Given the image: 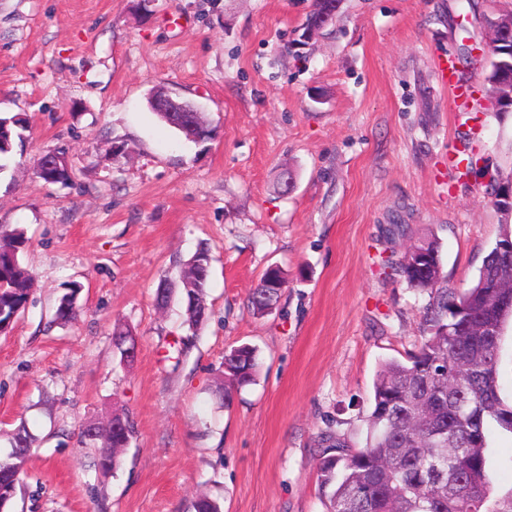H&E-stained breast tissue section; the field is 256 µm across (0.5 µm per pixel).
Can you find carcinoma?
Masks as SVG:
<instances>
[{
	"mask_svg": "<svg viewBox=\"0 0 512 512\" xmlns=\"http://www.w3.org/2000/svg\"><path fill=\"white\" fill-rule=\"evenodd\" d=\"M340 0H313L304 26L317 31L333 19ZM501 42L492 54L485 80L500 84L496 115L512 112V30L496 29ZM177 131L194 141L208 123L202 112L181 114ZM27 118L0 117V173L9 169L16 148L23 146ZM35 173L50 183H65V163L38 160ZM505 233L486 256L470 287L443 285L440 244L426 236L411 244L422 265L400 260L392 270L408 286L429 294L425 308L427 335L407 353L406 361L384 362L373 384L372 410L367 419L365 444L326 430L320 434L318 467L327 512H512L492 497L488 424L512 433V405L502 396L498 381L499 345H484L478 335L485 329L501 338L512 318V254ZM28 238L15 228L0 235V333L7 332L25 308L33 284L19 259ZM210 255L200 249L181 270L186 301V323L194 328L208 315L206 288ZM285 283L282 271L268 270L250 297L252 308L263 313L275 304ZM81 285L72 284L58 300L55 316L68 321L76 316ZM256 349L244 344L224 355V378L236 388L251 384L256 375ZM134 435L126 421L122 432L112 426L95 428L99 444L98 467L105 476L118 466L120 452ZM15 451L0 460V512L12 499L25 465L30 437L15 434Z\"/></svg>",
	"mask_w": 512,
	"mask_h": 512,
	"instance_id": "1",
	"label": "carcinoma"
}]
</instances>
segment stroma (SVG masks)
Wrapping results in <instances>:
<instances>
[{
	"label": "stroma",
	"mask_w": 512,
	"mask_h": 512,
	"mask_svg": "<svg viewBox=\"0 0 512 512\" xmlns=\"http://www.w3.org/2000/svg\"><path fill=\"white\" fill-rule=\"evenodd\" d=\"M311 5L0 0V117L29 119L0 174V229H25L35 278L0 334V458L19 426L34 439L7 512H191L201 493L223 512H327L320 433L363 445L380 365L423 334L428 298L390 262L435 235L444 280L465 288L512 229L490 196L492 178L512 176V114L482 106L486 21L512 0H342L292 51ZM465 50L475 101L452 112L437 65ZM156 86L200 107L215 137L196 144L159 122ZM469 130L482 163L462 177L450 159ZM60 148L71 181L45 183L35 163ZM202 247L209 312L191 330L179 274ZM276 265L281 298L253 314L247 297ZM73 283L78 316L55 323ZM117 328L136 340L133 360ZM242 344L258 372L228 402L224 353ZM115 414L135 433L103 478L78 432ZM489 438L492 495L506 502L512 433L493 425Z\"/></svg>",
	"instance_id": "35a3bbf8"
}]
</instances>
